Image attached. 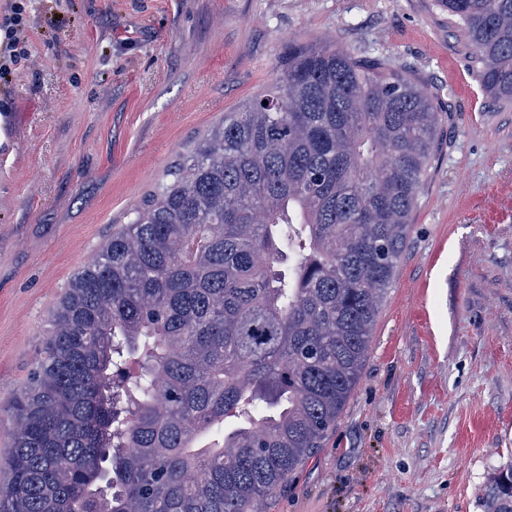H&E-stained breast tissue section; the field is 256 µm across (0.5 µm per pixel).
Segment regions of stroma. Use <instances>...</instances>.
Here are the masks:
<instances>
[{
    "instance_id": "obj_1",
    "label": "stroma",
    "mask_w": 512,
    "mask_h": 512,
    "mask_svg": "<svg viewBox=\"0 0 512 512\" xmlns=\"http://www.w3.org/2000/svg\"><path fill=\"white\" fill-rule=\"evenodd\" d=\"M0 80L2 406L69 279L199 139L269 88L288 42L387 59L440 122L404 254L335 428L261 512H483L512 461V105L434 0H25Z\"/></svg>"
}]
</instances>
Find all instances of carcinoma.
Returning <instances> with one entry per match:
<instances>
[{"instance_id": "1", "label": "carcinoma", "mask_w": 512, "mask_h": 512, "mask_svg": "<svg viewBox=\"0 0 512 512\" xmlns=\"http://www.w3.org/2000/svg\"><path fill=\"white\" fill-rule=\"evenodd\" d=\"M512 103V0H436ZM432 94L288 44L70 278L8 401L0 512H259L336 425L412 229ZM512 512V464L484 491Z\"/></svg>"}]
</instances>
